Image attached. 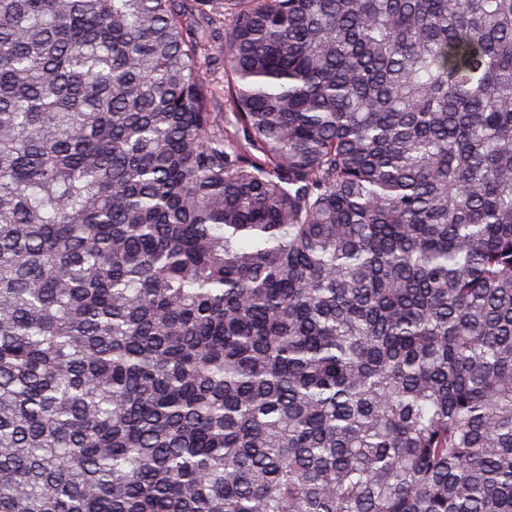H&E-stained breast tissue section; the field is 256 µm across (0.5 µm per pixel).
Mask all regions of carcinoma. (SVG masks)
I'll return each instance as SVG.
<instances>
[{
    "instance_id": "1",
    "label": "carcinoma",
    "mask_w": 512,
    "mask_h": 512,
    "mask_svg": "<svg viewBox=\"0 0 512 512\" xmlns=\"http://www.w3.org/2000/svg\"><path fill=\"white\" fill-rule=\"evenodd\" d=\"M194 3L0 0V512H512V0Z\"/></svg>"
}]
</instances>
